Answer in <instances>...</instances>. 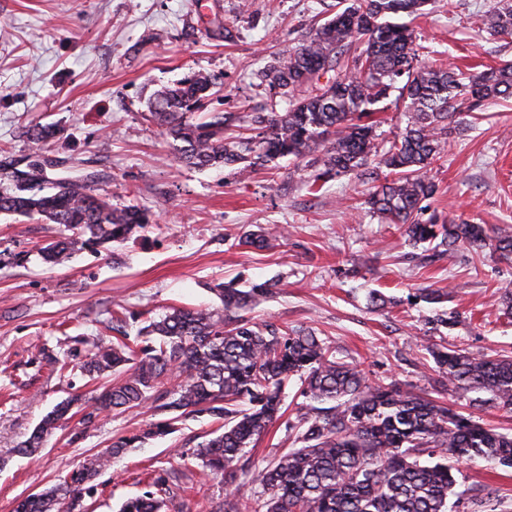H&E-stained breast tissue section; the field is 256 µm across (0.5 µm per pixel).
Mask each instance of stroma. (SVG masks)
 <instances>
[{"label": "stroma", "mask_w": 512, "mask_h": 512, "mask_svg": "<svg viewBox=\"0 0 512 512\" xmlns=\"http://www.w3.org/2000/svg\"><path fill=\"white\" fill-rule=\"evenodd\" d=\"M336 0H0V153L30 155L26 126L57 135L44 153L49 179L94 178L113 202L152 210L155 224L123 244L45 264L39 247L64 234L58 224L0 214V512L56 483L85 458L151 421L150 407L74 416L35 457L19 452L42 417L74 393L96 386L79 371L57 373L46 356L81 336L112 335V314L136 335L142 321L170 308L221 309L215 284L246 290L277 281L273 296L247 315L281 328L311 330L337 360L369 379L433 393L438 375L424 346L444 342L480 356L512 351V317L500 293L512 289V259L462 249L428 262L361 206L369 186L349 175L312 185V168L288 160L243 175L199 170L179 161L149 121L154 95L192 73L213 94L198 119L214 112H281L289 103L261 73L303 42ZM498 0H430L407 17L426 61L478 70L512 62V43L491 36L480 18ZM431 174L439 214L512 231V97L465 116ZM284 229L264 250L240 245L256 226ZM427 288L448 299L429 303ZM392 300L369 306L371 291ZM454 313L435 328L436 313ZM216 424L187 419L180 432L112 459L84 498L85 512H119L141 494L144 467L184 469L191 512H211L229 488L198 463L182 467L177 448L208 439ZM450 501L454 512H512V469L463 463Z\"/></svg>", "instance_id": "stroma-1"}]
</instances>
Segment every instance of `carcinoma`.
I'll return each instance as SVG.
<instances>
[{
  "instance_id": "carcinoma-1",
  "label": "carcinoma",
  "mask_w": 512,
  "mask_h": 512,
  "mask_svg": "<svg viewBox=\"0 0 512 512\" xmlns=\"http://www.w3.org/2000/svg\"><path fill=\"white\" fill-rule=\"evenodd\" d=\"M428 0H349L265 71L272 88L291 96L283 112L251 116L254 136H226L227 118H192L210 91V79L192 74L161 90L149 117L163 127L178 159L198 168L235 167L253 173L281 158L308 160L316 178L362 174L369 167L388 175L366 194L363 204L388 224H398L431 258H453L461 247L490 249L512 257V232L427 213L438 187L428 174L446 152L462 115L512 97V63L465 73L421 63L422 46L404 24L385 21L400 13L422 14ZM494 36L512 39V4L501 0L482 17ZM398 92L407 125L382 148L372 116L376 105ZM35 158L15 169L0 160V213L60 224L69 234L39 249L52 266L86 249L121 244L152 223L136 205L118 207L99 194L91 180L51 181L40 161L52 127H29ZM276 234L260 228L241 244L266 249ZM265 282L248 291L214 286L224 310L174 308L139 329L143 346L132 349L118 338H81L89 379L111 377L86 400L58 403L19 450L44 446L74 408L92 420L147 403L161 415L141 434L121 436L107 456H93L60 477L59 483L19 503L17 512H75L94 491L89 481L110 459L150 439L180 430L185 418L207 415L219 423L215 436L180 454L203 470L237 482L239 494L224 497L215 512H448L455 478L449 460H485L512 468V434L486 427L452 405L426 393L372 382L355 366L336 360L331 347L311 331L257 324L242 312L272 293ZM441 384L453 395L478 394L512 411V356H473L442 343L426 346ZM298 381L302 403L288 419L291 447L264 467L252 465L247 448L284 415L283 394ZM142 494L120 512H184L176 504L182 488L172 474L156 468L140 479Z\"/></svg>"
}]
</instances>
